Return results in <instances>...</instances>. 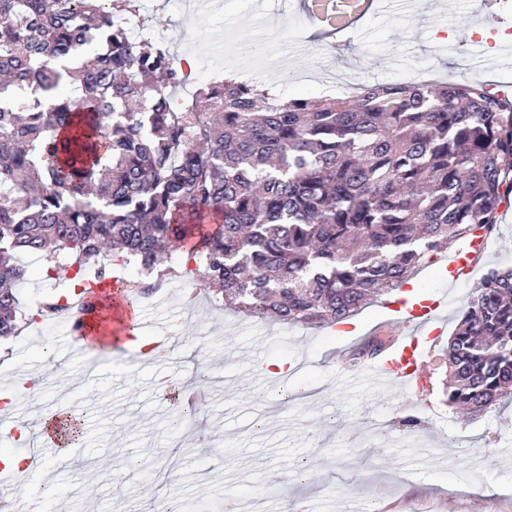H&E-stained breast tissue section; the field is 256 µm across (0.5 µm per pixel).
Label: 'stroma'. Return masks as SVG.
<instances>
[{"label": "stroma", "mask_w": 512, "mask_h": 512, "mask_svg": "<svg viewBox=\"0 0 512 512\" xmlns=\"http://www.w3.org/2000/svg\"><path fill=\"white\" fill-rule=\"evenodd\" d=\"M146 20L145 37L164 42L175 59H191L185 84L197 88L222 71L250 72L277 95L321 97L324 81L355 83L413 80L433 65L434 80L512 82V56L498 46L512 42V0H378L375 11L348 29L321 33L307 27L303 0H218L199 11L195 0H136ZM264 40L263 53L244 51ZM25 278L19 298L25 313L66 292L70 273L42 272L38 255L22 256ZM512 266V205L502 207L488 252L470 278L447 289V326L455 328L466 298L493 267ZM393 297L363 307L355 316L362 335L344 338L335 329L247 317L207 298L195 281L179 278L149 318L176 321L178 347L171 360L142 363L122 347L111 354L72 350L64 331L42 323L0 342V390L56 368L49 390L20 407L17 420L68 402L88 408L79 461L49 460L31 481L26 499L42 512H123L127 502L152 512L157 496L226 497L237 489L251 512H290L308 502L312 512H369L395 502L397 512H458L455 495L486 491L467 512H512V405L482 418L456 414L444 401L447 337L432 349L422 400L411 403L396 388H373L367 362L348 367L365 331L389 319ZM105 380L86 384V360ZM293 368L297 381L318 388L313 400L285 396V383L260 377L257 362ZM215 371L209 399L191 408L195 438L174 435V406L156 379H183L194 366ZM422 416L425 444L396 428L372 431L375 420L405 409Z\"/></svg>", "instance_id": "35a3bbf8"}]
</instances>
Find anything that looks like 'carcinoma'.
I'll list each match as a JSON object with an SVG mask.
<instances>
[{
	"label": "carcinoma",
	"mask_w": 512,
	"mask_h": 512,
	"mask_svg": "<svg viewBox=\"0 0 512 512\" xmlns=\"http://www.w3.org/2000/svg\"><path fill=\"white\" fill-rule=\"evenodd\" d=\"M130 2L0 0V337L25 318L21 255L98 281L133 263L137 304L179 276L173 248L240 313L331 327L512 201V95L397 80L291 98L219 76L176 111L182 72L129 36ZM445 363L449 406L512 401V269L468 297Z\"/></svg>",
	"instance_id": "1"
}]
</instances>
